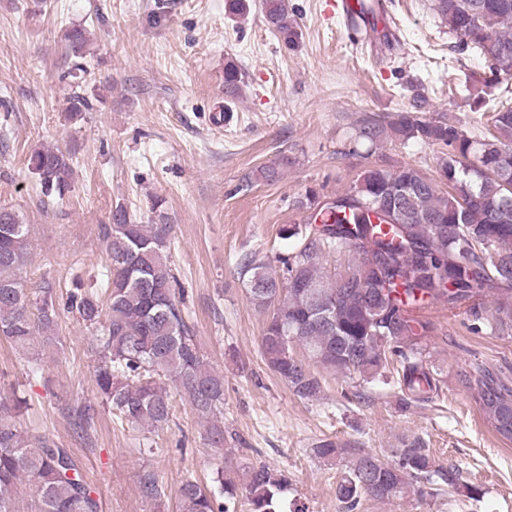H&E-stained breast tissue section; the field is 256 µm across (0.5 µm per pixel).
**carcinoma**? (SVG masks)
<instances>
[{
	"mask_svg": "<svg viewBox=\"0 0 512 512\" xmlns=\"http://www.w3.org/2000/svg\"><path fill=\"white\" fill-rule=\"evenodd\" d=\"M434 12L466 46L496 72H512V0H431ZM265 18L285 41L295 37L285 0H266ZM68 56L81 58L84 30L67 34ZM484 82L479 100L492 110L493 132L468 135L444 120L423 119L405 111L386 121H363L359 143L372 147L385 139L447 148L437 162L435 180L407 165L396 170L366 169L354 187L328 204L314 190L296 205L309 212L310 226H292L290 238L300 248L282 258V275L254 256L239 262L252 301L269 310L261 348L267 366L298 397L316 400L322 393L312 368L370 383L386 376L397 362L398 402H426L440 380L426 361L425 338L433 331L414 313L441 303L448 311L462 307L478 312L495 297L488 325L512 335V102ZM45 197L62 201L70 192V154L59 148L35 151L29 159ZM448 185L439 191L438 182ZM110 264L106 302L92 290L77 289L67 309L94 332L99 354L97 385L102 402L128 422L157 428L172 417V398L163 377L198 412L210 420L208 441L224 447V376L214 371L198 346L180 305L177 278L168 259L170 225L142 224L118 206L104 228ZM29 225L12 210L0 208V337L22 356L35 354L39 339L51 340L59 307L53 286L30 298L22 269L29 253ZM356 250L353 278H332L320 258L339 248ZM36 312H31V307ZM300 345L299 355L294 345ZM476 402L497 436L512 442V383L487 367L464 375ZM20 402L0 398V512H16L14 493L26 480L34 488L30 512H100V503L80 476L66 448L47 440L32 441L19 429ZM320 459L347 452L332 440L312 448ZM387 462L358 450L336 484L343 512H355L361 498L401 499L423 486L463 488L471 497L481 490L461 481L460 473L435 464L418 441L394 450ZM229 467L216 471L214 482L226 504L195 479L179 487L181 512H229L238 493L250 512L289 510L280 498L286 479L262 465L236 483Z\"/></svg>",
	"mask_w": 512,
	"mask_h": 512,
	"instance_id": "cac0c4a2",
	"label": "carcinoma"
}]
</instances>
